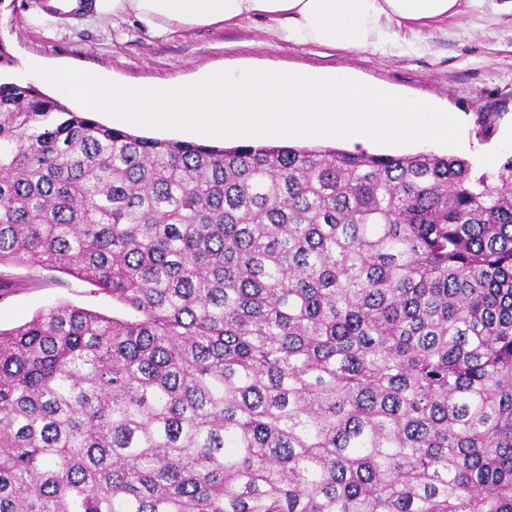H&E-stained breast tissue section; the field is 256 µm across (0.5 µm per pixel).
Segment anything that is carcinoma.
<instances>
[{
    "mask_svg": "<svg viewBox=\"0 0 512 512\" xmlns=\"http://www.w3.org/2000/svg\"><path fill=\"white\" fill-rule=\"evenodd\" d=\"M0 512H512V158L158 139L16 79ZM10 271L18 285L0 291L1 330L14 328L39 312L61 304L91 309L109 317L118 314L112 296L98 292L96 287L63 273L22 266ZM32 275L38 276L40 281H31L29 277ZM51 277L59 278L65 284L56 285L50 281Z\"/></svg>",
    "mask_w": 512,
    "mask_h": 512,
    "instance_id": "1",
    "label": "carcinoma"
}]
</instances>
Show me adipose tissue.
<instances>
[{
	"mask_svg": "<svg viewBox=\"0 0 512 512\" xmlns=\"http://www.w3.org/2000/svg\"><path fill=\"white\" fill-rule=\"evenodd\" d=\"M103 9L135 14L155 30L170 25H233L262 16L286 42L364 50L382 47L392 24L421 28L447 20L460 0H100Z\"/></svg>",
	"mask_w": 512,
	"mask_h": 512,
	"instance_id": "obj_1",
	"label": "adipose tissue"
}]
</instances>
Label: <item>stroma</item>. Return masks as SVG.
Instances as JSON below:
<instances>
[{
  "label": "stroma",
  "instance_id": "obj_1",
  "mask_svg": "<svg viewBox=\"0 0 512 512\" xmlns=\"http://www.w3.org/2000/svg\"><path fill=\"white\" fill-rule=\"evenodd\" d=\"M51 0H14L0 7V40L19 80L36 82L35 68L69 66L103 71L132 86L189 82L205 72L265 68L315 74L344 69L358 81L418 100H433L462 122L456 156L475 172L486 157H512V10L506 0H461L458 14L413 31L401 26L378 49L346 51L285 43L265 21L247 19L159 32L131 14L88 8L76 17L51 11ZM14 287L0 290V329L8 330L46 309L70 304L107 316L117 309L110 295L66 278L52 283L43 269L16 267Z\"/></svg>",
  "mask_w": 512,
  "mask_h": 512
}]
</instances>
